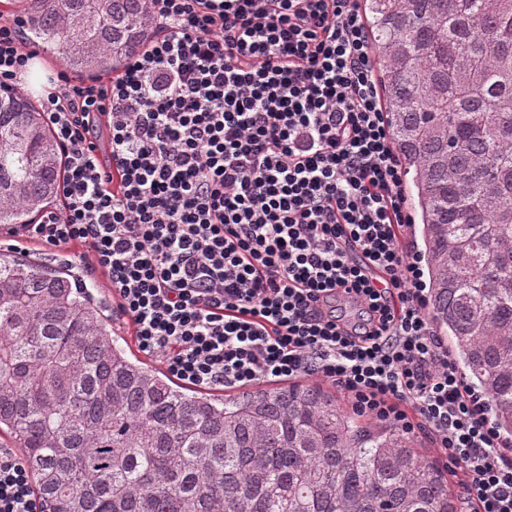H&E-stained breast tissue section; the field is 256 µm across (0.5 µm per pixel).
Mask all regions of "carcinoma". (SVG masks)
Segmentation results:
<instances>
[{
  "mask_svg": "<svg viewBox=\"0 0 512 512\" xmlns=\"http://www.w3.org/2000/svg\"><path fill=\"white\" fill-rule=\"evenodd\" d=\"M73 72L152 38L147 0H19ZM426 262L429 314L512 436V0H362ZM62 159L0 93V224L56 199ZM0 435L48 512H458L445 471L316 383L218 398L117 344L69 274L0 254Z\"/></svg>",
  "mask_w": 512,
  "mask_h": 512,
  "instance_id": "cac0c4a2",
  "label": "carcinoma"
}]
</instances>
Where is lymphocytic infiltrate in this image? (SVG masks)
<instances>
[{"label": "lymphocytic infiltrate", "instance_id": "1", "mask_svg": "<svg viewBox=\"0 0 512 512\" xmlns=\"http://www.w3.org/2000/svg\"><path fill=\"white\" fill-rule=\"evenodd\" d=\"M117 72L59 73L39 101L60 204L9 231L80 247L139 348L187 384L315 376L357 415L443 451L471 512H512V440L431 326L413 219L360 0H148ZM0 23V90L35 57ZM346 299L365 314H336ZM0 512H45L0 448Z\"/></svg>", "mask_w": 512, "mask_h": 512}]
</instances>
